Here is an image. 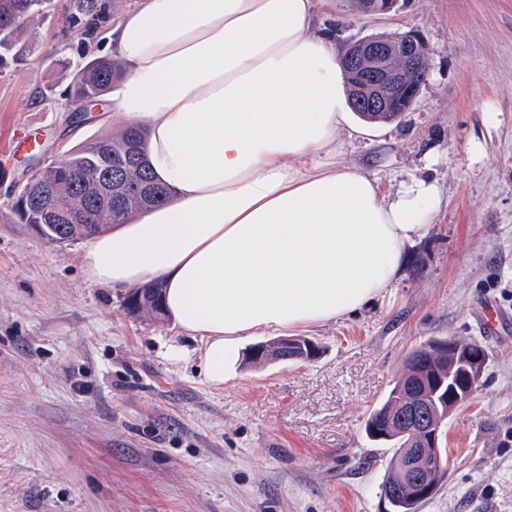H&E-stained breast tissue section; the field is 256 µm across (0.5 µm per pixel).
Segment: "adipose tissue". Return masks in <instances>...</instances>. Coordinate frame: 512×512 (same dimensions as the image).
I'll return each mask as SVG.
<instances>
[{"label":"adipose tissue","mask_w":512,"mask_h":512,"mask_svg":"<svg viewBox=\"0 0 512 512\" xmlns=\"http://www.w3.org/2000/svg\"><path fill=\"white\" fill-rule=\"evenodd\" d=\"M319 3L140 0L108 34L125 68L111 110L147 125L148 164L173 197L98 235L84 273L117 289L163 282L215 386L243 337L321 325L393 288L438 205L426 182L392 196L338 161L353 129Z\"/></svg>","instance_id":"ef3b65f1"}]
</instances>
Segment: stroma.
<instances>
[{
  "label": "stroma",
  "mask_w": 512,
  "mask_h": 512,
  "mask_svg": "<svg viewBox=\"0 0 512 512\" xmlns=\"http://www.w3.org/2000/svg\"><path fill=\"white\" fill-rule=\"evenodd\" d=\"M75 2L42 0L0 71V147L19 126L43 144L0 154V512H386L394 451L364 422L431 337L489 358L420 512H512V324H482L487 302L512 312V0H398L383 16L323 0L338 43L414 31L428 53L409 112L345 139L340 161L392 193L429 180L441 202L394 288L307 329L319 358L244 362L220 387L171 360L197 348L186 332L86 279L87 240L48 242L12 212L58 151L121 127L105 109L73 124L72 82L138 0H97L91 34L68 22Z\"/></svg>",
  "instance_id": "35a3bbf8"
}]
</instances>
